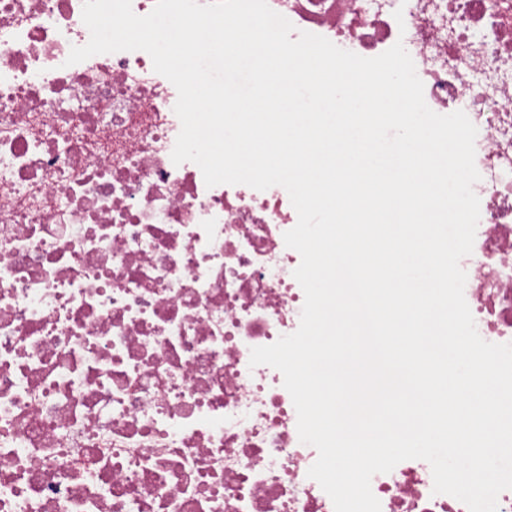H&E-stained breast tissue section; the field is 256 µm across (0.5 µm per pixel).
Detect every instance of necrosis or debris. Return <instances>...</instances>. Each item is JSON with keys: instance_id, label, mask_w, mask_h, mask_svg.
<instances>
[{"instance_id": "1", "label": "necrosis or debris", "mask_w": 512, "mask_h": 512, "mask_svg": "<svg viewBox=\"0 0 512 512\" xmlns=\"http://www.w3.org/2000/svg\"><path fill=\"white\" fill-rule=\"evenodd\" d=\"M366 58L403 43L436 113L477 128L460 261L479 335L512 343V0H268ZM83 0H0V512H334L283 376L287 191L171 159L177 91L143 51L67 65ZM402 19H395V11ZM381 512H468L405 460Z\"/></svg>"}]
</instances>
